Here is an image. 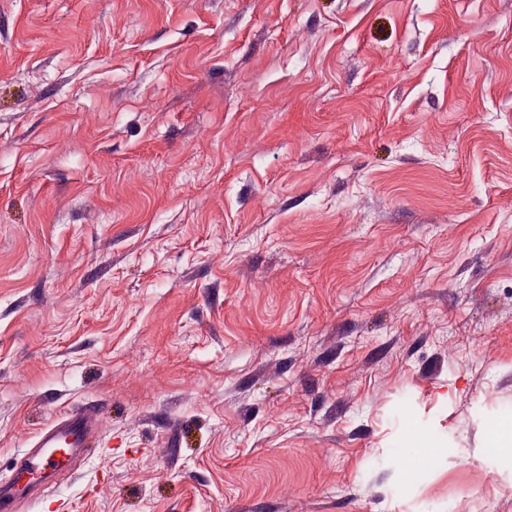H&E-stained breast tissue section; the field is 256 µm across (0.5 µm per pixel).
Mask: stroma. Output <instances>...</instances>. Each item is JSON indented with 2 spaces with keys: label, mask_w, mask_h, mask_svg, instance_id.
<instances>
[{
  "label": "stroma",
  "mask_w": 512,
  "mask_h": 512,
  "mask_svg": "<svg viewBox=\"0 0 512 512\" xmlns=\"http://www.w3.org/2000/svg\"><path fill=\"white\" fill-rule=\"evenodd\" d=\"M21 512H512V0H0ZM97 432V413L82 409L54 420L38 436L35 448L25 458L29 479L0 485V511L17 512L23 500L31 499L54 484L55 478L74 470Z\"/></svg>",
  "instance_id": "1"
}]
</instances>
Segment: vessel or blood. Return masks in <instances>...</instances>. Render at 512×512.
I'll list each match as a JSON object with an SVG mask.
<instances>
[{"label":"vessel or blood","instance_id":"b4317fda","mask_svg":"<svg viewBox=\"0 0 512 512\" xmlns=\"http://www.w3.org/2000/svg\"><path fill=\"white\" fill-rule=\"evenodd\" d=\"M97 431V414L83 409L50 423L37 437L35 447L24 461L29 474L25 483L0 485V512H18L20 503L42 493L57 477L74 470L87 452Z\"/></svg>","mask_w":512,"mask_h":512}]
</instances>
